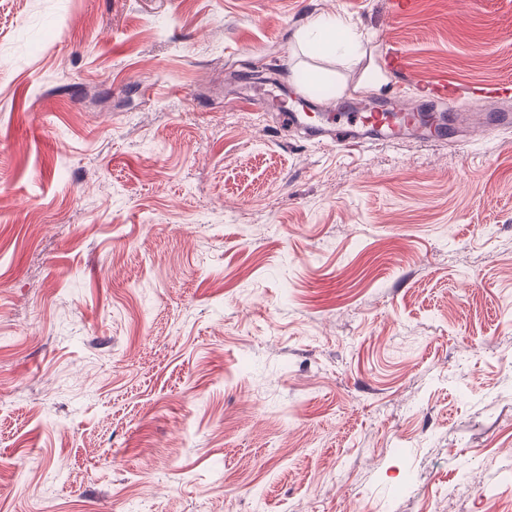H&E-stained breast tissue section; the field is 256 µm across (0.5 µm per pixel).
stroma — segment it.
<instances>
[{
  "label": "stroma",
  "mask_w": 512,
  "mask_h": 512,
  "mask_svg": "<svg viewBox=\"0 0 512 512\" xmlns=\"http://www.w3.org/2000/svg\"><path fill=\"white\" fill-rule=\"evenodd\" d=\"M386 2L0 0V512H512L503 103L340 148L247 100L512 81V0ZM307 33L316 34L317 38L312 42L313 49L317 53H324L333 46H338L345 37L347 41L357 38V33L342 19L328 20L322 16L311 18L306 26Z\"/></svg>",
  "instance_id": "1"
}]
</instances>
